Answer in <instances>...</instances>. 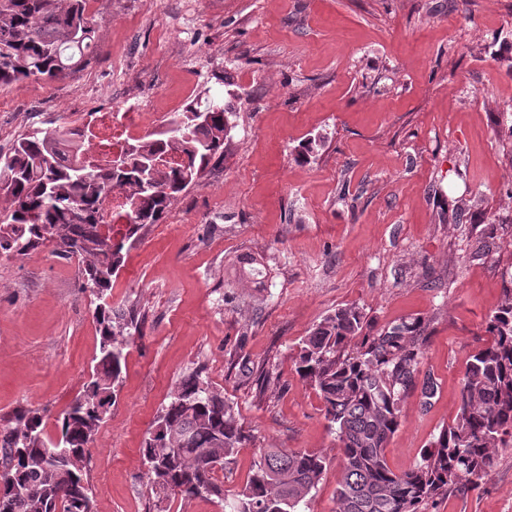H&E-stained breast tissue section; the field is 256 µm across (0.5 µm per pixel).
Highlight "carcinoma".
I'll return each mask as SVG.
<instances>
[{"label":"carcinoma","mask_w":512,"mask_h":512,"mask_svg":"<svg viewBox=\"0 0 512 512\" xmlns=\"http://www.w3.org/2000/svg\"><path fill=\"white\" fill-rule=\"evenodd\" d=\"M96 50L87 0H0L1 88L70 76ZM235 115L219 98L191 104L105 166L90 160L84 124L33 122L0 152V256L51 245L65 258L84 259L82 288L100 300L94 310L99 356L83 392L56 417L55 434L45 432L39 410L25 407L0 427V512H92L89 445L116 404L125 349L143 335L144 323L101 300L111 295L127 243L161 223L189 186L224 158ZM169 151L180 153L181 163L167 164ZM116 190L126 203L124 230L115 234L103 223V207ZM242 276L263 286L268 271L249 257ZM429 326L414 317L377 328L351 304L299 343L294 372L323 401L342 455L336 512H425L444 497L479 489L498 450L512 448L511 290L485 321L488 342L466 362L453 422L414 468L398 474L389 467L385 448L398 431L403 403L416 394L426 409L439 392L434 375L420 369ZM202 373L182 376L153 422L142 448L149 490L184 500L213 496L230 512H303L326 471L318 452L263 448L244 488L224 492L215 473L251 435Z\"/></svg>","instance_id":"1"}]
</instances>
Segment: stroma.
I'll return each mask as SVG.
<instances>
[{
	"mask_svg": "<svg viewBox=\"0 0 512 512\" xmlns=\"http://www.w3.org/2000/svg\"><path fill=\"white\" fill-rule=\"evenodd\" d=\"M94 17L85 72L0 88L1 150L34 121L79 125L132 104L164 119L220 90L236 119L223 161L112 279L113 308L145 322L89 447L93 512H222L158 500L141 458L199 367L252 436L217 471L225 490L244 487L259 449L315 451L327 468L306 512H335L341 454L291 355L352 303L381 326L431 321L421 369L439 393L426 411L408 398L385 450L394 472L412 469L451 424L465 362L512 287V0H99ZM478 238L491 248L474 259ZM246 256L267 266L266 287L240 277ZM82 271L48 246L0 257V426L22 406L57 415L82 392L100 341ZM257 366L279 382L259 391ZM435 512H512V449Z\"/></svg>",
	"mask_w": 512,
	"mask_h": 512,
	"instance_id": "35a3bbf8",
	"label": "stroma"
}]
</instances>
